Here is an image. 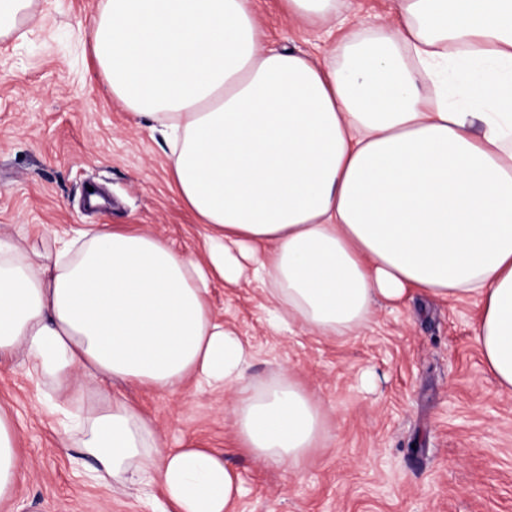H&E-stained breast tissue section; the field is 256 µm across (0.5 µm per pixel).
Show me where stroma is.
<instances>
[{"label": "stroma", "mask_w": 512, "mask_h": 512, "mask_svg": "<svg viewBox=\"0 0 512 512\" xmlns=\"http://www.w3.org/2000/svg\"><path fill=\"white\" fill-rule=\"evenodd\" d=\"M100 5L36 0L37 24L0 40V238L26 248L45 226L135 224L199 254V227L171 186L160 134L113 99L93 64ZM253 7L280 48L319 56L344 33L318 36L279 0ZM92 187L105 206H88ZM209 302L252 346V382L288 369L322 403L329 440L300 472L234 451L232 389L193 379L173 394L112 389L139 404L169 447L192 439L225 451L243 485L236 512H512V395L484 366L472 302L415 295L345 337L275 332L253 280L214 283ZM0 404L27 464L0 512H163L162 492L139 498L85 477L42 386L22 368L0 367Z\"/></svg>", "instance_id": "35a3bbf8"}]
</instances>
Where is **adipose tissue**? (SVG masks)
Listing matches in <instances>:
<instances>
[{"instance_id":"adipose-tissue-1","label":"adipose tissue","mask_w":512,"mask_h":512,"mask_svg":"<svg viewBox=\"0 0 512 512\" xmlns=\"http://www.w3.org/2000/svg\"><path fill=\"white\" fill-rule=\"evenodd\" d=\"M91 49L163 136L204 249L109 224L0 244V361L47 387L90 477L160 488L170 512H233L241 493L222 454L167 447L115 381L234 388L237 445L269 466L325 446L321 402L287 371L253 385L249 344L214 316L213 282L248 268L275 325L322 336L414 290L478 299L486 369L512 394V0H394L323 57L265 48L252 0H101ZM16 441L0 408V500Z\"/></svg>"}]
</instances>
